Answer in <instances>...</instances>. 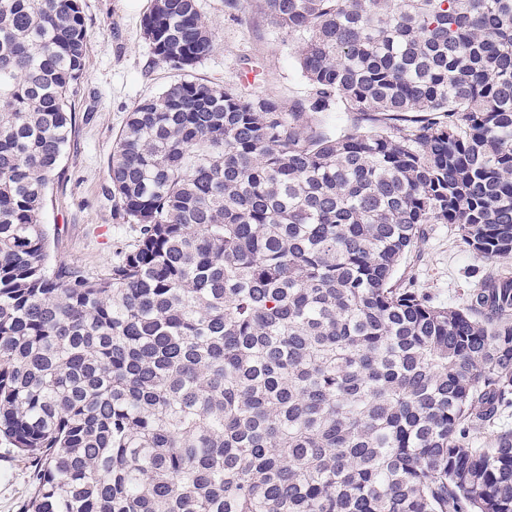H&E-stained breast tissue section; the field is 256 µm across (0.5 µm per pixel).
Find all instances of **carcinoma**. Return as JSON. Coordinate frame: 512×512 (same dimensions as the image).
<instances>
[{
	"instance_id": "obj_1",
	"label": "carcinoma",
	"mask_w": 512,
	"mask_h": 512,
	"mask_svg": "<svg viewBox=\"0 0 512 512\" xmlns=\"http://www.w3.org/2000/svg\"><path fill=\"white\" fill-rule=\"evenodd\" d=\"M285 105L192 70L196 0H152L181 72L128 112L110 195L137 236L54 264L47 194L82 0H0V440L24 512H512V272L461 309L395 279L427 224L512 256V0H261ZM336 113V129L325 116Z\"/></svg>"
}]
</instances>
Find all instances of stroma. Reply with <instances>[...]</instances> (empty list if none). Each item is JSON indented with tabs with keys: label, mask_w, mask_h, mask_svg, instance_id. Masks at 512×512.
<instances>
[{
	"label": "stroma",
	"mask_w": 512,
	"mask_h": 512,
	"mask_svg": "<svg viewBox=\"0 0 512 512\" xmlns=\"http://www.w3.org/2000/svg\"><path fill=\"white\" fill-rule=\"evenodd\" d=\"M197 5L215 33V45L194 69L196 78L287 104L302 98L304 80L292 46L256 0H242L232 13L224 0H197ZM149 7L150 0H83L89 32L85 78L75 101L76 125L44 209L56 262L99 269L136 236L108 192V160L132 106L179 76L156 60L143 37L141 22ZM494 266L462 243L455 225L430 224L400 271L431 304L458 307ZM29 489L26 464L0 441V512H21Z\"/></svg>",
	"instance_id": "1"
}]
</instances>
